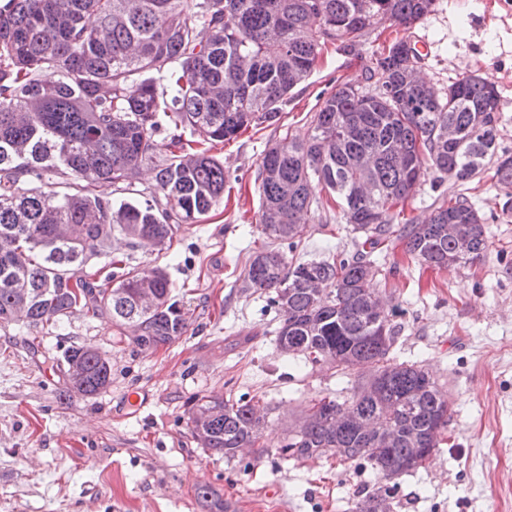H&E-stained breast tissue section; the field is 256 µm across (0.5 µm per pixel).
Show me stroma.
I'll use <instances>...</instances> for the list:
<instances>
[{
	"instance_id": "35a3bbf8",
	"label": "stroma",
	"mask_w": 512,
	"mask_h": 512,
	"mask_svg": "<svg viewBox=\"0 0 512 512\" xmlns=\"http://www.w3.org/2000/svg\"><path fill=\"white\" fill-rule=\"evenodd\" d=\"M420 38L429 53L418 73L436 91L472 72L490 76L499 94L497 150L512 155V4L505 0H435L412 27L377 25L355 47L323 52L278 124L214 148L227 175L222 205L182 225L170 249L120 250L130 267L166 271L188 323L182 336L144 350L108 318L79 312L57 328L0 327V512H353L371 483L368 469L249 448L227 459L198 445L189 416L204 396L260 398L270 407L264 441L272 448L310 403L349 398L364 383L363 375L284 355L276 310L264 293L242 292L246 262L267 243L255 177L268 146L304 137L338 83L374 90L375 52ZM463 191L487 220L485 258L439 270L412 260L397 241L375 282L402 311L393 356L428 370L452 408L441 448L400 478L391 512H512V209L485 173L464 186L424 183L406 212L426 218L435 199ZM329 244L352 248L328 213L312 209L295 255L316 258ZM83 344L109 359L111 383L93 397L62 398L57 366L66 348ZM134 392L144 401L137 410L127 405ZM203 486L209 498L198 496Z\"/></svg>"
}]
</instances>
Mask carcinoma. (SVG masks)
Returning <instances> with one entry per match:
<instances>
[{
  "label": "carcinoma",
  "instance_id": "1",
  "mask_svg": "<svg viewBox=\"0 0 512 512\" xmlns=\"http://www.w3.org/2000/svg\"><path fill=\"white\" fill-rule=\"evenodd\" d=\"M434 0H0V326L17 311L34 326H58L79 309L107 317L133 343L154 349L178 339L187 319L158 269L100 277L85 270L110 258L112 239L169 247L180 225L224 202V163L211 145L280 120L288 95L323 50L354 46L377 24L410 27ZM420 56L403 41L375 55L378 91L345 81L322 101L304 138L270 146L255 182L262 232L271 244L244 268L242 292L267 294L288 354L370 378L343 402L311 403L277 446L285 460L338 456L369 467L373 484L355 512H386L390 485L413 471L420 448H439L448 399L417 363L390 356L391 318L373 317L378 255L396 238L421 264L472 265L487 253L485 218L463 194L407 218L427 175L457 168L466 183L493 165L512 207V156H496L499 97L477 75L436 96L417 77ZM156 172L141 189V166ZM107 182L120 200L97 194ZM334 196L336 223L355 250L287 260L301 240L315 193ZM165 199L159 204L158 197ZM470 237L459 255L448 225ZM64 392L93 397L110 383L93 346L63 354ZM266 409L254 399L202 397L191 412L201 447L232 458L262 442Z\"/></svg>",
  "mask_w": 512,
  "mask_h": 512
}]
</instances>
